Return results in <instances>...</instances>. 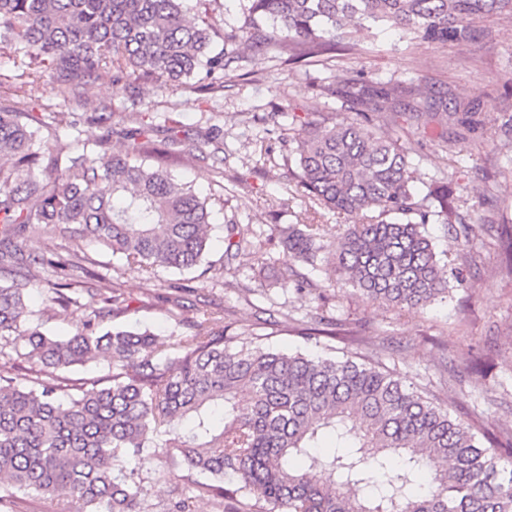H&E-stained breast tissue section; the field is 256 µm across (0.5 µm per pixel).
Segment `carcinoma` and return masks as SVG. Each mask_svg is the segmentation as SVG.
<instances>
[{
	"instance_id": "carcinoma-1",
	"label": "carcinoma",
	"mask_w": 512,
	"mask_h": 512,
	"mask_svg": "<svg viewBox=\"0 0 512 512\" xmlns=\"http://www.w3.org/2000/svg\"><path fill=\"white\" fill-rule=\"evenodd\" d=\"M188 0H0V52L29 59L33 84L50 81L64 100L103 77L132 70L143 79L219 87L232 63L228 47H276L320 57L349 46L366 25L391 24L417 48L473 40L476 23L512 18V0H246L243 24L220 35L187 17ZM222 37L224 47L215 51ZM397 87H347L350 109L386 103ZM476 98L449 113L459 137L482 124ZM98 112H55L0 104V509L13 490L62 496L78 512H153L139 471L179 459L208 476L164 506L194 512H512V429L471 426L426 393L365 360L283 353L258 341L235 344L224 310L194 308L176 321L193 334L173 356L148 329L114 324L121 289L82 265L94 241L149 276L158 267L191 270L205 256L208 201L181 183L169 161L192 145L169 118L117 131ZM298 185L312 203L364 218L335 237L321 224H276L284 287L302 281L294 264L327 268L330 281L367 301L424 309L448 297V268L426 231L430 219L454 224L456 189L433 185L418 200L399 136L371 121L332 125L293 115ZM103 133L58 142L80 124ZM122 153L108 150L113 134ZM51 234L72 245L67 259L25 254L21 243ZM261 262L240 241L224 257ZM53 315L84 303L81 329L49 337L31 325L30 290L43 287ZM80 271L77 276L74 271ZM295 332L308 341L352 331L322 316ZM112 361L109 384L76 382L74 366ZM121 474H115V471Z\"/></svg>"
}]
</instances>
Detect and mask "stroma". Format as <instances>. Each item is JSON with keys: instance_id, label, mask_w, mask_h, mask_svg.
I'll list each match as a JSON object with an SVG mask.
<instances>
[{"instance_id": "stroma-1", "label": "stroma", "mask_w": 512, "mask_h": 512, "mask_svg": "<svg viewBox=\"0 0 512 512\" xmlns=\"http://www.w3.org/2000/svg\"><path fill=\"white\" fill-rule=\"evenodd\" d=\"M190 6L192 15L220 30L243 23L242 0H191ZM481 26L484 35L469 43L432 49L410 46L387 25L363 29L355 35L354 48L288 63L241 46L223 87L214 90L133 75L87 86L82 111L110 106V122L118 128L133 129L145 121L160 129L171 115L190 135L214 124L224 133L223 160L185 155L172 164L178 179L213 201L203 277L162 270L149 282L111 251L94 242L83 244L86 266L122 285L127 310L121 324L150 327L173 349L185 334L175 328V317L189 315L192 304L206 299L223 309L238 343L268 334L277 349L306 350L295 329L315 315V305L307 292L278 287L282 265L272 229L308 221L335 235L350 218L325 209L306 212L289 131L293 115L308 112L316 121L333 124L350 114L339 96L348 85L391 82L425 88L451 108L482 98L481 136L498 139L500 115L512 103V20L493 17ZM26 70L23 58L0 54V102L25 101L45 115L67 111L56 90L25 85ZM396 130L409 141L418 194H426L434 183L458 179L468 194L459 223L512 226V181L502 176L512 168V150L480 153L472 143L456 139L455 126L427 125L404 115ZM230 224L236 238L266 253L265 265L226 268L224 239ZM488 240L485 234L474 238L475 263L464 269L463 284L452 285L446 301L422 311L368 304L352 289L330 283L322 269L301 264L297 270L324 291V315L350 324L363 353L428 393L453 416L510 428L512 281L501 272Z\"/></svg>"}]
</instances>
